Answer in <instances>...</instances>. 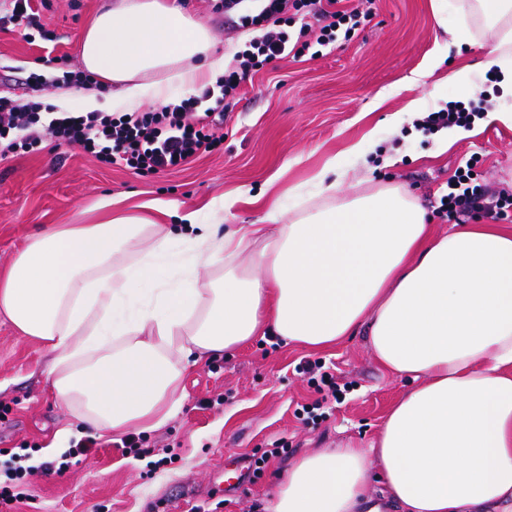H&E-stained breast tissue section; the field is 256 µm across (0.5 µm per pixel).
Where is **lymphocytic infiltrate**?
I'll return each mask as SVG.
<instances>
[{"instance_id": "obj_1", "label": "lymphocytic infiltrate", "mask_w": 512, "mask_h": 512, "mask_svg": "<svg viewBox=\"0 0 512 512\" xmlns=\"http://www.w3.org/2000/svg\"><path fill=\"white\" fill-rule=\"evenodd\" d=\"M374 2L359 0L358 6L346 8L339 0H264L258 13L241 15V27L258 35L235 53L233 67L224 72L220 98L201 114L194 112L189 98L143 112H67L45 124L41 103L20 104L0 96V156L49 136L94 154L106 165L122 162L142 173L179 169L200 154L220 150L223 139L212 128L223 123L225 99L237 96L248 77L286 50L300 58L337 39L352 40L371 16ZM511 211L512 194L480 181L470 167L458 169L448 181L438 207L442 218L456 224L479 216L501 219ZM298 369L317 387L318 399L303 412L308 421H318L319 409L341 400L343 391L322 362L306 360Z\"/></svg>"}]
</instances>
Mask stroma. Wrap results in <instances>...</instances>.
Here are the masks:
<instances>
[{
  "mask_svg": "<svg viewBox=\"0 0 512 512\" xmlns=\"http://www.w3.org/2000/svg\"><path fill=\"white\" fill-rule=\"evenodd\" d=\"M431 2L377 0L374 16L353 40L324 47L312 60L286 57L255 75L225 108L222 150L181 169L139 174L48 137L29 152L0 160V269L29 235L72 223L103 196L130 206L168 201L184 211L241 188L260 192L274 178L283 186L299 183L369 131L378 141L376 153L348 181L347 192L401 184L418 197L436 231L449 228L437 212L439 200L469 158H477L479 178L512 192L511 128L486 125L441 153L436 133L416 129L415 117L396 130L388 122L416 98L426 99L431 112L457 101L458 89L446 77L462 68L470 71L471 99H486L491 110L507 104L482 65L487 46L454 45ZM51 3L43 21L55 42L27 41L18 28L0 30V96L32 100L27 79L34 73L49 81V93L60 91L63 71L81 69L78 33L111 0ZM178 3L209 27L220 49L252 38V30L238 27L237 16L262 8L261 0H242L237 12L227 14L215 9V0ZM52 54L65 57L66 70L49 63ZM431 57L441 59L439 71L425 84H411ZM398 151L402 161L384 166L383 157ZM304 358L322 361L339 382L351 385L315 425L302 419L303 405L318 397L295 370ZM50 359L0 317V479L19 453H27L24 487L33 496L27 503L0 504V512H193L197 505L207 512H267L281 476L304 454L350 441L369 446L403 387L375 362L366 337L316 351L263 336L189 369L180 410L163 426L143 431L144 452L123 448L116 437L97 440L77 457L67 445L43 459L39 452L56 431L75 423L49 393ZM276 442L284 453L253 474L252 457Z\"/></svg>",
  "mask_w": 512,
  "mask_h": 512,
  "instance_id": "35a3bbf8",
  "label": "stroma"
}]
</instances>
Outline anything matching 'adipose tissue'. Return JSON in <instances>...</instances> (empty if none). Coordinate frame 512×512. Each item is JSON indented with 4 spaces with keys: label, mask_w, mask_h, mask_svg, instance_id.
I'll list each match as a JSON object with an SVG mask.
<instances>
[{
    "label": "adipose tissue",
    "mask_w": 512,
    "mask_h": 512,
    "mask_svg": "<svg viewBox=\"0 0 512 512\" xmlns=\"http://www.w3.org/2000/svg\"><path fill=\"white\" fill-rule=\"evenodd\" d=\"M453 41L492 39L484 61L512 94V0H463ZM83 67L136 111L145 93L192 91L224 73L210 30L176 0H114L79 34ZM338 156L289 186L292 216L238 191L185 213L106 197L91 224L30 235L0 270V314L52 355L54 398L100 438L165 424L186 371L257 336L326 349L366 331L403 382L369 447L298 459L269 512H512V227L434 232L404 186L344 191ZM260 224H223L236 206ZM179 215L180 225L168 216Z\"/></svg>",
    "instance_id": "adipose-tissue-1"
}]
</instances>
